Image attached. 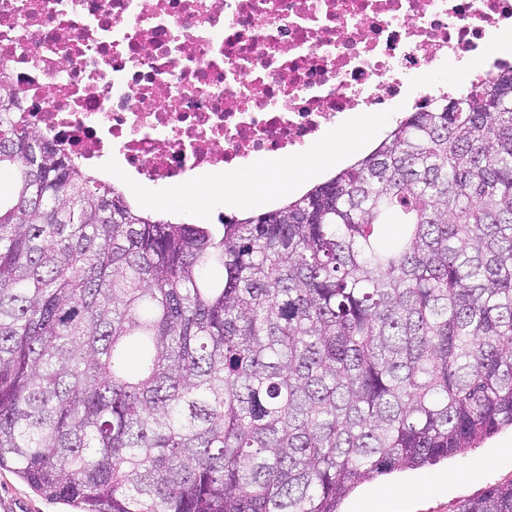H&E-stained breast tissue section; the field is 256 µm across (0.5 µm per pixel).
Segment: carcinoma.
Here are the masks:
<instances>
[{"mask_svg":"<svg viewBox=\"0 0 512 512\" xmlns=\"http://www.w3.org/2000/svg\"><path fill=\"white\" fill-rule=\"evenodd\" d=\"M490 92L512 102V67L213 228L135 209L1 81L0 469L72 512H338L512 427V112ZM457 512H512V483Z\"/></svg>","mask_w":512,"mask_h":512,"instance_id":"cac0c4a2","label":"carcinoma"}]
</instances>
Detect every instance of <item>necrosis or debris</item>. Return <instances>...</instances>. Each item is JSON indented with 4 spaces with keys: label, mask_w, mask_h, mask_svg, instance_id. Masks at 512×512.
<instances>
[{
    "label": "necrosis or debris",
    "mask_w": 512,
    "mask_h": 512,
    "mask_svg": "<svg viewBox=\"0 0 512 512\" xmlns=\"http://www.w3.org/2000/svg\"><path fill=\"white\" fill-rule=\"evenodd\" d=\"M507 29L512 0H0V75L66 155L186 185L390 111Z\"/></svg>",
    "instance_id": "obj_1"
}]
</instances>
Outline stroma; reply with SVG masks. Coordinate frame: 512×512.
Masks as SVG:
<instances>
[{
	"label": "stroma",
	"mask_w": 512,
	"mask_h": 512,
	"mask_svg": "<svg viewBox=\"0 0 512 512\" xmlns=\"http://www.w3.org/2000/svg\"><path fill=\"white\" fill-rule=\"evenodd\" d=\"M484 57L445 67H435L418 75L410 96L436 93L438 88L469 82L481 70ZM163 190L152 187L142 195L144 209L175 222L213 224L219 215L233 216L265 212L262 204L243 202L228 209L215 203L207 209L166 208L159 201ZM512 483V429L487 439L480 447L415 470L395 472L365 483L340 505L341 512H454L458 503L479 495L494 485ZM0 512H66L65 505L37 494L11 470L0 469Z\"/></svg>",
	"instance_id": "stroma-1"
}]
</instances>
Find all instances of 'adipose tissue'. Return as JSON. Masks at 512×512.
Instances as JSON below:
<instances>
[{
  "mask_svg": "<svg viewBox=\"0 0 512 512\" xmlns=\"http://www.w3.org/2000/svg\"><path fill=\"white\" fill-rule=\"evenodd\" d=\"M380 114L355 115L353 121L334 134L335 154H328L313 148L302 155L279 157L264 163L263 167L248 166L239 169L224 182L223 187H214L213 176L202 181L203 190L199 196L200 205L223 200L233 206L244 198L251 201H265L277 197L284 190L297 187L298 178L307 172L315 173L329 161L331 156L346 157L362 150V132L366 127L379 123Z\"/></svg>",
  "mask_w": 512,
  "mask_h": 512,
  "instance_id": "1",
  "label": "adipose tissue"
}]
</instances>
